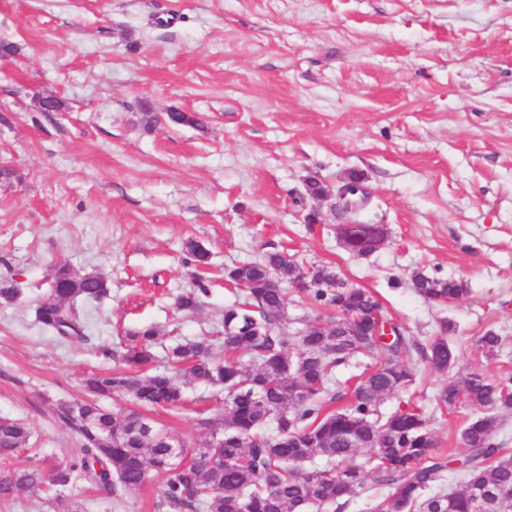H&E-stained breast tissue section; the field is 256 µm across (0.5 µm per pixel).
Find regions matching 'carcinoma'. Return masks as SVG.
<instances>
[{"instance_id":"1","label":"carcinoma","mask_w":512,"mask_h":512,"mask_svg":"<svg viewBox=\"0 0 512 512\" xmlns=\"http://www.w3.org/2000/svg\"><path fill=\"white\" fill-rule=\"evenodd\" d=\"M342 247L356 256L376 251L387 238L383 224L337 225ZM189 260L209 268V253L198 242L185 244ZM315 305L329 311L297 335L284 336L288 322L286 289L302 278ZM224 280L244 292V299L224 309L223 330L167 348L169 370L154 367L157 331L146 327L128 333L120 358L125 370L91 374L84 380L87 398L60 403L58 420L78 443L66 468L16 470L8 460L26 447L29 430L21 422L0 418V499L20 492L33 496L87 482L102 499L121 503L140 489L150 472L165 478L163 498L175 512H306L311 506L337 512L360 494L386 488L373 512H476L472 487H486L496 497L485 512H504L512 498V454L503 453L495 432L501 414L512 411V375L483 371L451 381L439 394L448 408L464 400L472 415L462 430L468 453L462 460V489H441L448 458L435 451L430 420L418 408L380 410L385 396L405 390L415 380L409 361L416 356L436 369L456 359L448 333L455 324L442 320L437 334L422 343L389 319L369 291L348 286L332 269L301 266L279 251L259 261L224 270ZM414 290L433 304L460 297L464 285L454 279L410 275ZM108 294L107 280L96 273L56 269L46 297L34 307L35 320L61 337L81 338L83 325L73 310L77 300L99 301ZM204 278L176 298L183 312H195L207 296ZM21 288L0 281V301L15 302ZM488 357L498 353L501 336L488 331L479 339ZM224 347V359L215 355ZM367 355V368L351 403L325 409L336 371ZM199 382L224 388V412L194 410L197 438L190 447L149 413H178L187 399L183 385ZM122 394L140 410L108 412L99 400Z\"/></svg>"}]
</instances>
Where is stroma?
Segmentation results:
<instances>
[{
  "label": "stroma",
  "mask_w": 512,
  "mask_h": 512,
  "mask_svg": "<svg viewBox=\"0 0 512 512\" xmlns=\"http://www.w3.org/2000/svg\"><path fill=\"white\" fill-rule=\"evenodd\" d=\"M42 96L63 110L39 111ZM145 103L203 124L145 128ZM1 168L0 279L22 295L0 305V417L30 429L14 467L69 466L56 401L121 370L108 351L128 332L154 327L162 365L175 337L220 329L236 298L225 268L275 250L374 292L418 340L456 322L454 365L412 360L415 383L381 404L421 407L439 452L464 455L471 413L440 405V388L512 374V0H0ZM353 173L369 194L359 219L388 230L363 257L336 237ZM189 240L211 254L209 294L181 314ZM63 265L108 282L76 305L81 339L32 314ZM417 269L466 292L428 303ZM489 330L493 358L478 348ZM162 485L150 476L118 505L86 483L64 496L81 512H168Z\"/></svg>",
  "instance_id": "1"
}]
</instances>
